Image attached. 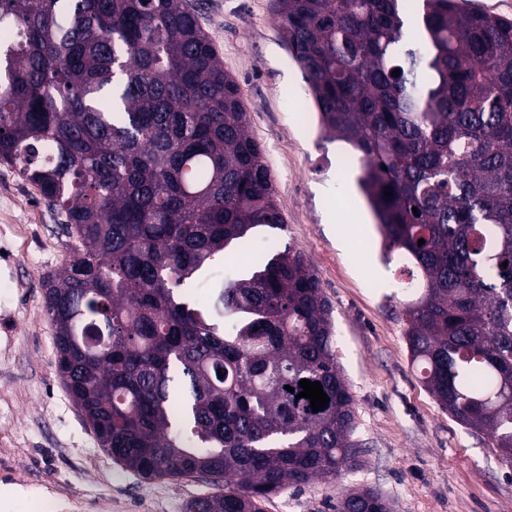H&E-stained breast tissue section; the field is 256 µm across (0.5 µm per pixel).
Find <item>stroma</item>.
Returning <instances> with one entry per match:
<instances>
[{
	"label": "stroma",
	"instance_id": "35a3bbf8",
	"mask_svg": "<svg viewBox=\"0 0 512 512\" xmlns=\"http://www.w3.org/2000/svg\"><path fill=\"white\" fill-rule=\"evenodd\" d=\"M199 21L237 82L264 149L285 226L257 228L269 251L312 263L331 302L336 357L354 396L366 464L334 482L271 496L265 512H333L342 489L375 488L393 512H512V477L485 437L426 390L404 336L407 271L359 192L358 153L325 139L275 14V0H198ZM73 241L36 187L0 161V512H184L209 477L145 479L104 451L56 368L43 281Z\"/></svg>",
	"mask_w": 512,
	"mask_h": 512
}]
</instances>
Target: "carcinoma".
<instances>
[{"instance_id":"cac0c4a2","label":"carcinoma","mask_w":512,"mask_h":512,"mask_svg":"<svg viewBox=\"0 0 512 512\" xmlns=\"http://www.w3.org/2000/svg\"><path fill=\"white\" fill-rule=\"evenodd\" d=\"M276 16L416 277L411 363L512 469V19L468 0H421L413 16L400 0H276ZM247 126L183 0H0V161L75 242L43 282L58 374L118 464L224 484L185 512H264L364 465L333 308L301 253L261 254L207 304L187 298L229 245L285 224ZM302 379L327 408L296 398ZM333 512L392 508L363 487Z\"/></svg>"}]
</instances>
